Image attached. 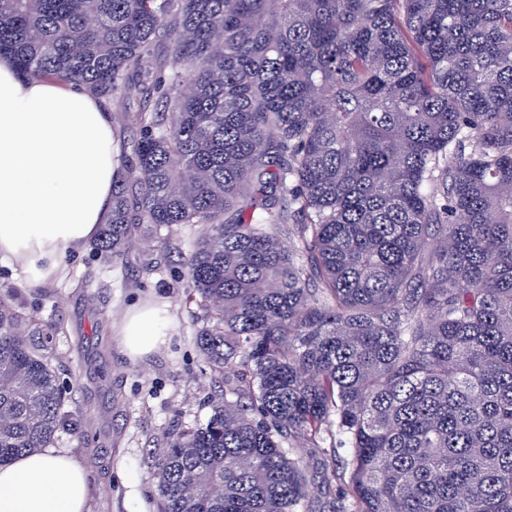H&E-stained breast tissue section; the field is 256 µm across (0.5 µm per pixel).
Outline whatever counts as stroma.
Wrapping results in <instances>:
<instances>
[{
	"label": "stroma",
	"instance_id": "1",
	"mask_svg": "<svg viewBox=\"0 0 512 512\" xmlns=\"http://www.w3.org/2000/svg\"><path fill=\"white\" fill-rule=\"evenodd\" d=\"M206 231L183 224L157 237L141 224L127 261L75 246L60 257L61 276L46 280L28 279L20 261L0 259V295L54 328L46 354L69 416L54 445L86 464L90 512H158L156 454L169 434L205 423L221 393L222 379L196 343L204 314L184 302V261ZM142 305L160 306L168 330L156 351L135 356L122 326Z\"/></svg>",
	"mask_w": 512,
	"mask_h": 512
}]
</instances>
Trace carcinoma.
Returning a JSON list of instances; mask_svg holds the SVG:
<instances>
[{"label": "carcinoma", "mask_w": 512, "mask_h": 512, "mask_svg": "<svg viewBox=\"0 0 512 512\" xmlns=\"http://www.w3.org/2000/svg\"><path fill=\"white\" fill-rule=\"evenodd\" d=\"M0 55L134 113L97 251L209 226L184 301L236 378L158 512H512V0H0ZM23 320L0 297V466L65 424ZM325 434L349 499L283 447Z\"/></svg>", "instance_id": "obj_1"}]
</instances>
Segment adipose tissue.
Returning a JSON list of instances; mask_svg holds the SVG:
<instances>
[{"label": "adipose tissue", "instance_id": "adipose-tissue-1", "mask_svg": "<svg viewBox=\"0 0 512 512\" xmlns=\"http://www.w3.org/2000/svg\"><path fill=\"white\" fill-rule=\"evenodd\" d=\"M119 143L102 100L54 80L19 76L0 56V257L21 259L39 278L68 248L92 241L112 210ZM162 312H130L125 344L135 354L164 342ZM87 467L61 448L0 466V512H89Z\"/></svg>", "mask_w": 512, "mask_h": 512}]
</instances>
